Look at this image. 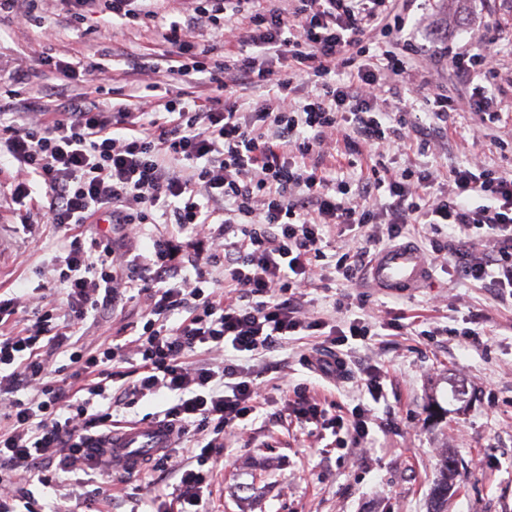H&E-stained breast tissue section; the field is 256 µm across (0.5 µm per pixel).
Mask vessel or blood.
Wrapping results in <instances>:
<instances>
[{
	"label": "vessel or blood",
	"mask_w": 512,
	"mask_h": 512,
	"mask_svg": "<svg viewBox=\"0 0 512 512\" xmlns=\"http://www.w3.org/2000/svg\"><path fill=\"white\" fill-rule=\"evenodd\" d=\"M431 275L432 271L420 250L408 243L378 251L367 269L371 283L390 292L420 287ZM172 447L173 439L166 423L126 425L113 431L111 450L101 456L100 462L132 475L149 460L168 455Z\"/></svg>",
	"instance_id": "vessel-or-blood-1"
}]
</instances>
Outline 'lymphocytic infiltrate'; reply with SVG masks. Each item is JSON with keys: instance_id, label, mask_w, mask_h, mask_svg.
Wrapping results in <instances>:
<instances>
[{"instance_id": "obj_1", "label": "lymphocytic infiltrate", "mask_w": 512, "mask_h": 512, "mask_svg": "<svg viewBox=\"0 0 512 512\" xmlns=\"http://www.w3.org/2000/svg\"><path fill=\"white\" fill-rule=\"evenodd\" d=\"M72 24L100 14L155 23L140 0H60ZM194 18L170 22L161 53L134 61V70L165 73L184 83L174 92L151 82L115 101L71 97L66 85L112 79L108 59L46 56L40 63L65 83L55 102L20 101L22 76L9 77L0 104V156L25 173L14 189L23 228L52 224L71 232L56 265L65 299L43 303L19 325L22 296L0 298V396L9 423L0 429V512H40L31 485H56L58 472L103 475L96 454L112 435V405L135 406L147 396L175 402L158 419L177 428L180 460L160 458L155 502L173 497L180 512H203L210 474L225 434L266 402L249 369L232 362L194 361L199 346L256 355L289 337L320 332L333 347L371 330L359 318L340 323L305 315L316 283L336 275L352 281L368 248L426 224L457 235L465 251L457 270L471 281L512 296V177L477 166L440 175L407 167H372L360 185L323 174L317 155L326 139L352 153L424 136L409 112L382 108L383 72H408V18L391 0H193ZM207 24L231 40H206ZM499 36L478 50L455 53L451 66L471 85L469 108L484 124L500 122L485 85ZM314 93L295 99L294 83ZM209 90L192 95V84ZM256 95L242 110L238 90ZM40 195H33L30 181ZM382 198L381 208L367 201ZM124 233L171 213L165 238L151 256L128 258L107 240L83 241L77 225L102 210ZM354 232L358 249L329 261L322 243L330 228ZM203 231L207 248L180 260L177 239ZM495 240L493 254L480 238ZM191 274H182V266ZM222 267L223 287L212 270ZM142 300L143 325L120 327L107 345L89 349L78 335L88 318ZM68 362L57 365L58 356ZM173 484L172 495L163 488Z\"/></svg>"}]
</instances>
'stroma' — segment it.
<instances>
[{
    "label": "stroma",
    "instance_id": "obj_1",
    "mask_svg": "<svg viewBox=\"0 0 512 512\" xmlns=\"http://www.w3.org/2000/svg\"><path fill=\"white\" fill-rule=\"evenodd\" d=\"M188 0H162L159 25L132 28L111 18L89 16L70 27L58 0H40L45 26H21L0 17V76L24 75L23 97L47 99L56 82L40 57L66 54L100 57L117 49L144 56L159 48L161 31L184 20ZM408 27L419 55L410 79L442 85L449 100L448 128L431 134L424 151L397 145L380 147L391 171L415 165L446 172L477 164L512 174V43L501 41L497 79L490 93L503 108L500 123L480 141L471 132L481 115L469 111L468 90L454 77L449 61L461 48L482 45L493 30L512 33V0H416ZM320 158L328 175L349 182L368 176L371 163L351 157L343 143L327 142ZM14 164L0 162V290L29 289L27 307L39 296L62 298L53 272L64 245L50 224L23 229L11 190ZM346 298L348 318L367 323L398 318L402 326L369 342H350L344 357L348 378L329 384L305 362L319 347L317 336H293L287 344L253 357L269 400L253 414L246 434L224 442L214 469L209 512H429V492L442 453L456 461L448 512H512V299L497 290L434 266L429 284L391 294L356 280L335 282L309 294L307 313L333 318V301ZM143 304L97 316L82 329V341L95 348L117 328L139 321ZM382 371L383 396L373 401L357 388L366 370ZM461 380L467 399H448L449 379ZM304 389L325 409L330 422L367 409V440L339 445L333 429L301 423L290 403ZM153 466L116 486L102 512H152ZM40 504L58 512L83 505L91 494L80 475L68 474L60 491L32 483Z\"/></svg>",
    "mask_w": 512,
    "mask_h": 512
}]
</instances>
